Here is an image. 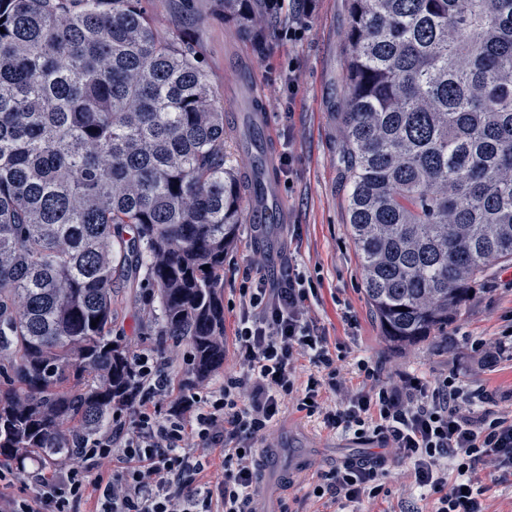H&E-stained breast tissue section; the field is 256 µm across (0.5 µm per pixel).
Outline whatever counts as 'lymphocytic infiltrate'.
<instances>
[{
	"instance_id": "f902f5d3",
	"label": "lymphocytic infiltrate",
	"mask_w": 512,
	"mask_h": 512,
	"mask_svg": "<svg viewBox=\"0 0 512 512\" xmlns=\"http://www.w3.org/2000/svg\"><path fill=\"white\" fill-rule=\"evenodd\" d=\"M316 294L312 281L294 268L260 274L241 288L239 369L225 375L216 394L172 397L170 364L139 351L132 424L116 421L52 468L32 466L25 476L33 497L0 494V512H73L80 501L91 504V512H255V445L288 398L327 427L396 448L411 465L415 484L435 494V512H484L477 470L485 466L500 478L512 476V415L475 413L486 395L465 390L457 372L432 379L409 374L391 386L377 383V369L363 360L358 369L370 387L325 407L321 393L335 389L340 369L308 315ZM302 357L315 366L303 379L297 373ZM167 396L173 403L163 414L157 401ZM212 448L224 451V480L215 486L201 480ZM384 471L381 457L347 461L321 475V498L346 512L379 496Z\"/></svg>"
}]
</instances>
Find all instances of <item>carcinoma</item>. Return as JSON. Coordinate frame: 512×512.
Listing matches in <instances>:
<instances>
[{
    "mask_svg": "<svg viewBox=\"0 0 512 512\" xmlns=\"http://www.w3.org/2000/svg\"><path fill=\"white\" fill-rule=\"evenodd\" d=\"M142 2L0 0V460L66 456L127 403L118 281L157 289L195 378L224 366V107ZM349 5L348 220L386 337L412 342L512 262V0ZM224 17L269 47L266 0Z\"/></svg>",
    "mask_w": 512,
    "mask_h": 512,
    "instance_id": "1",
    "label": "carcinoma"
}]
</instances>
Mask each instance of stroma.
I'll return each mask as SVG.
<instances>
[{
	"mask_svg": "<svg viewBox=\"0 0 512 512\" xmlns=\"http://www.w3.org/2000/svg\"><path fill=\"white\" fill-rule=\"evenodd\" d=\"M156 29L164 35L189 32L202 57L216 99L234 94L239 69L247 67L260 80L262 108L268 120L266 155L271 176L280 187L277 223L266 234L253 231L250 222L239 226L237 240L224 259V366L208 379L192 380L188 373L189 347L163 336L149 320L157 306L147 286H114L113 335L122 337L131 351L146 349L173 364L174 395L201 389L219 391L224 376L236 368L235 329L240 290L255 275L257 263L270 258L272 269L291 265L318 288L309 303V316L329 346L344 348L345 359L336 390L322 394L326 406L341 402L351 390L363 387L357 363L377 366L381 381L398 383L405 374L435 377L455 371L468 389L487 390L501 413L512 412V360L484 367L471 352L472 341L494 342L512 329V264L492 262L481 286L449 320L446 328L412 343H394L382 331L364 290L360 259L346 215L347 190L341 155L343 132L339 114L345 111V67L349 0H317L304 19L300 37L287 38V23L277 22L266 50L242 39L224 19L223 0H143ZM296 69L298 85L289 89L286 75ZM291 153L290 165L279 161ZM351 321H344L343 313ZM260 454V493L264 512H320L309 499L311 484L320 474L349 459L385 456L384 483L389 494L364 501L360 512H400L402 503L431 512V500L419 499L410 465L380 443H359L327 428L317 417H306L285 402ZM301 460L305 480L288 481V466Z\"/></svg>",
	"mask_w": 512,
	"mask_h": 512,
	"instance_id": "35a3bbf8",
	"label": "stroma"
}]
</instances>
